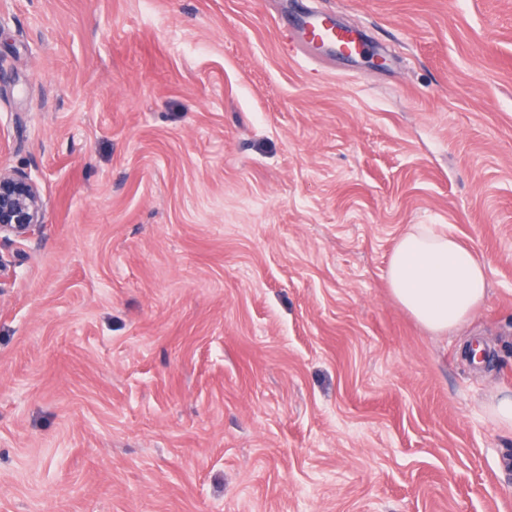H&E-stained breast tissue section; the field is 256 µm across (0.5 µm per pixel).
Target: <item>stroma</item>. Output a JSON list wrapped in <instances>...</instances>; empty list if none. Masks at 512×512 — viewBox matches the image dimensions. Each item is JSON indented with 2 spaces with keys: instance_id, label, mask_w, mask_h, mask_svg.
Here are the masks:
<instances>
[{
  "instance_id": "35a3bbf8",
  "label": "stroma",
  "mask_w": 512,
  "mask_h": 512,
  "mask_svg": "<svg viewBox=\"0 0 512 512\" xmlns=\"http://www.w3.org/2000/svg\"><path fill=\"white\" fill-rule=\"evenodd\" d=\"M0 166V512H512V0H0ZM414 224L486 266L445 334ZM301 33L305 45L314 51H331L354 56L358 54V44L348 31L339 28L327 16L305 14L293 23ZM44 219L37 182L28 172L0 166V241L30 239L40 232ZM386 276L396 301L435 334L466 322L487 295L486 267L476 252L425 224L401 236ZM488 411L502 428L512 430V394L493 399L488 405Z\"/></svg>"
}]
</instances>
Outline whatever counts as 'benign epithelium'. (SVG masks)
<instances>
[{
    "label": "benign epithelium",
    "instance_id": "benign-epithelium-1",
    "mask_svg": "<svg viewBox=\"0 0 512 512\" xmlns=\"http://www.w3.org/2000/svg\"><path fill=\"white\" fill-rule=\"evenodd\" d=\"M45 219V204L31 175L0 166V240H27L37 235Z\"/></svg>",
    "mask_w": 512,
    "mask_h": 512
}]
</instances>
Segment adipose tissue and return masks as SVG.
Masks as SVG:
<instances>
[{"mask_svg":"<svg viewBox=\"0 0 512 512\" xmlns=\"http://www.w3.org/2000/svg\"><path fill=\"white\" fill-rule=\"evenodd\" d=\"M386 276L396 301L435 334L466 322L487 295L486 267L476 252L424 224L398 240Z\"/></svg>","mask_w":512,"mask_h":512,"instance_id":"ef3b65f1","label":"adipose tissue"}]
</instances>
